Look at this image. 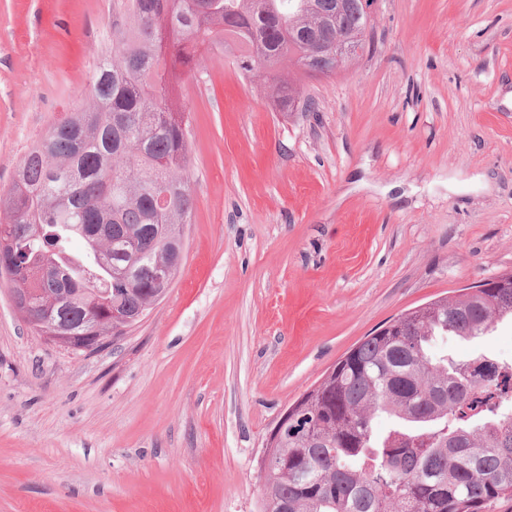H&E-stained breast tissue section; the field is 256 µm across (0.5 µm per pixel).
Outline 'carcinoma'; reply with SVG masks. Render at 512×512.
Returning <instances> with one entry per match:
<instances>
[{"mask_svg":"<svg viewBox=\"0 0 512 512\" xmlns=\"http://www.w3.org/2000/svg\"><path fill=\"white\" fill-rule=\"evenodd\" d=\"M338 13L349 44L364 49L363 0H112V38L83 104L31 147L0 194V252L21 265L8 280L15 310L27 288L61 290L38 277L53 268L70 282L54 314L72 335L105 300L140 323L168 293L154 264L183 250L180 227L195 208L179 100L187 68L231 39L233 64L271 84L279 110L311 112L280 63L312 76L302 51L333 38ZM498 280L405 312L345 353L266 449L277 463L261 466L260 512H489L512 498V364L432 352L438 337L472 340L512 320V272ZM381 415L390 427L378 435Z\"/></svg>","mask_w":512,"mask_h":512,"instance_id":"obj_1","label":"carcinoma"}]
</instances>
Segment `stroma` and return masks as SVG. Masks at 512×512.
Here are the masks:
<instances>
[{
    "label": "stroma",
    "mask_w": 512,
    "mask_h": 512,
    "mask_svg": "<svg viewBox=\"0 0 512 512\" xmlns=\"http://www.w3.org/2000/svg\"><path fill=\"white\" fill-rule=\"evenodd\" d=\"M112 0H0V193L78 103ZM283 112L203 55L196 210L169 292L95 353L0 276V512H259L287 408L391 318L512 271V0H376L342 74ZM435 353L512 360V322Z\"/></svg>",
    "instance_id": "1"
}]
</instances>
